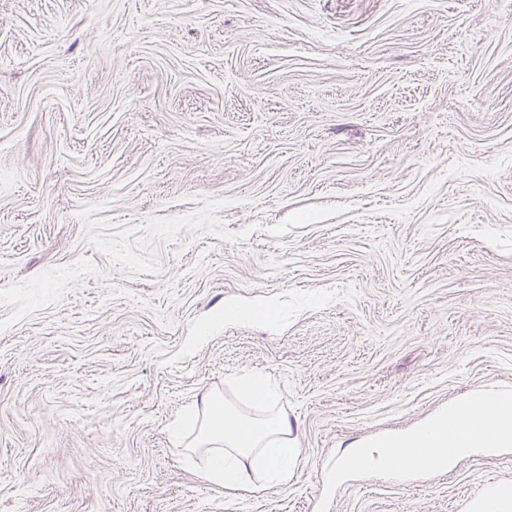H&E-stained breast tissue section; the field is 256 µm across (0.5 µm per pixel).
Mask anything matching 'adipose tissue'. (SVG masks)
Wrapping results in <instances>:
<instances>
[{"label": "adipose tissue", "instance_id": "1", "mask_svg": "<svg viewBox=\"0 0 512 512\" xmlns=\"http://www.w3.org/2000/svg\"><path fill=\"white\" fill-rule=\"evenodd\" d=\"M196 413L202 418L197 444L212 450L207 469L210 481L231 490L245 489L246 464L252 460L265 461L267 481L287 479L301 453L298 427L287 415L258 421L237 413L215 395L202 398ZM511 447L512 393L489 390L460 397L413 428L369 443H353L337 461L336 474L345 476L359 466L406 475L401 456L408 448L432 449L422 468L445 471L475 450Z\"/></svg>", "mask_w": 512, "mask_h": 512}]
</instances>
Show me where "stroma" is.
Segmentation results:
<instances>
[{"mask_svg": "<svg viewBox=\"0 0 512 512\" xmlns=\"http://www.w3.org/2000/svg\"><path fill=\"white\" fill-rule=\"evenodd\" d=\"M490 388L512 0H0V512H466L512 448L326 475ZM206 391L297 420L288 481L206 479Z\"/></svg>", "mask_w": 512, "mask_h": 512, "instance_id": "1", "label": "stroma"}]
</instances>
